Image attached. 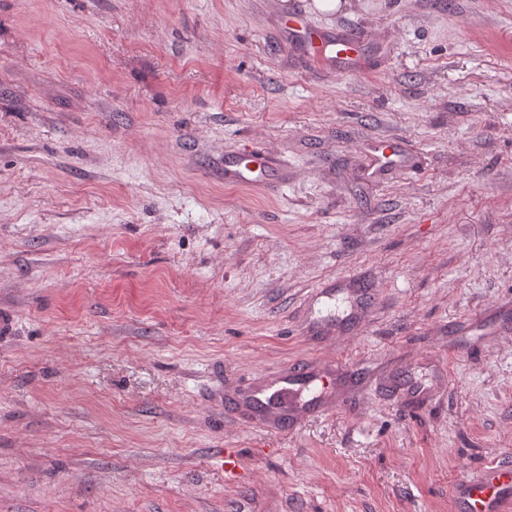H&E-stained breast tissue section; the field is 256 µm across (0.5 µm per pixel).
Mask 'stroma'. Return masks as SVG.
<instances>
[{
	"label": "stroma",
	"mask_w": 512,
	"mask_h": 512,
	"mask_svg": "<svg viewBox=\"0 0 512 512\" xmlns=\"http://www.w3.org/2000/svg\"><path fill=\"white\" fill-rule=\"evenodd\" d=\"M509 307L512 0H0V512H459ZM332 362L296 427L234 402ZM288 37L302 42L312 57L336 69L360 70L365 64L363 35L353 32H312L301 16L283 19ZM272 171V166L264 158L255 157L249 161L224 159L225 184L254 186L268 181Z\"/></svg>",
	"instance_id": "stroma-1"
}]
</instances>
